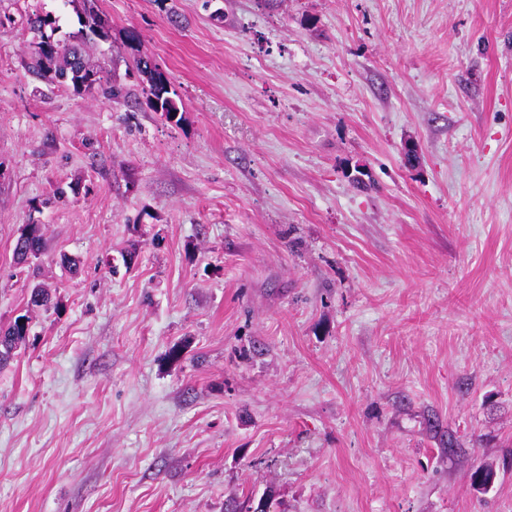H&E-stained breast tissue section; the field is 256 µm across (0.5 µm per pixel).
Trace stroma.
Listing matches in <instances>:
<instances>
[{
	"instance_id": "obj_1",
	"label": "stroma",
	"mask_w": 512,
	"mask_h": 512,
	"mask_svg": "<svg viewBox=\"0 0 512 512\" xmlns=\"http://www.w3.org/2000/svg\"><path fill=\"white\" fill-rule=\"evenodd\" d=\"M97 5L135 100L32 73L83 0H0V325L52 296L0 512H512V0ZM135 69L145 78L142 93L154 112H161L167 122L179 125L182 121V101L175 91L171 90L167 77L156 64L149 59L139 57L135 61Z\"/></svg>"
}]
</instances>
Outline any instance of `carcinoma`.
<instances>
[{"mask_svg": "<svg viewBox=\"0 0 512 512\" xmlns=\"http://www.w3.org/2000/svg\"><path fill=\"white\" fill-rule=\"evenodd\" d=\"M88 27L92 33H105L109 25L108 19L96 10L97 0H85ZM55 20L51 16H35L30 19L31 29L40 33V40L34 43L32 58L33 71L44 76L52 73L55 76L70 80L75 91L85 94L98 93L106 99H118L127 95L126 89L112 80V74L100 64H93L82 52L77 44L61 45L55 42L52 36L46 34L45 28L53 27ZM135 69L145 78L146 84L142 86V93L150 107L161 113V116L176 125L182 121V101L171 90L167 77L150 60L139 57L135 61ZM30 236L17 238L14 250L25 249L37 254L42 249L43 233L39 224H31ZM49 299L45 288L31 289L30 299L27 302V312L23 314L26 323L11 324L7 330L0 334V368L7 367L14 358V352L29 335L31 316L30 311L35 307L44 305Z\"/></svg>", "mask_w": 512, "mask_h": 512, "instance_id": "cac0c4a2", "label": "carcinoma"}]
</instances>
